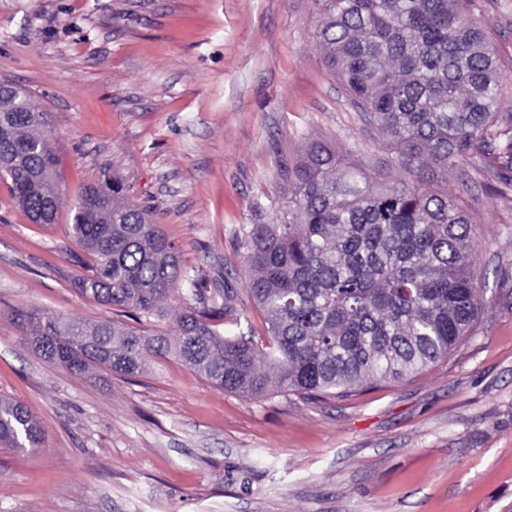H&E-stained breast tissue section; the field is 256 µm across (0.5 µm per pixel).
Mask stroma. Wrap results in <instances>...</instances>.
Wrapping results in <instances>:
<instances>
[{
	"instance_id": "obj_1",
	"label": "stroma",
	"mask_w": 512,
	"mask_h": 512,
	"mask_svg": "<svg viewBox=\"0 0 512 512\" xmlns=\"http://www.w3.org/2000/svg\"><path fill=\"white\" fill-rule=\"evenodd\" d=\"M473 8L512 72V0ZM313 17V0H0V79L47 112L61 173L52 224L0 181V397L43 431L40 447H0V512H512V192L472 162L430 187L478 226L483 312L406 380L249 398L175 360L76 377L14 320L37 308L131 323L74 288L88 256L67 229L82 188L116 180L153 208L184 269L230 283L241 330L266 340L236 232L272 221L283 164L315 141L407 176L325 69Z\"/></svg>"
}]
</instances>
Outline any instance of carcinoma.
<instances>
[{"label":"carcinoma","mask_w":512,"mask_h":512,"mask_svg":"<svg viewBox=\"0 0 512 512\" xmlns=\"http://www.w3.org/2000/svg\"><path fill=\"white\" fill-rule=\"evenodd\" d=\"M314 2L326 67L398 150L409 178L377 179L319 142L282 167L277 222L239 229L249 292L268 324L262 345L219 330L239 326L237 296L180 266L153 211L115 187L87 186L68 227L92 257L75 289L160 318L182 285L186 308L174 335L18 311L39 356L75 375L136 376L152 357L176 359L226 392L320 397L405 380L472 334L482 294L466 242L477 227L453 198L423 184L427 171L492 154L499 192L512 189V113L501 111L505 78L484 24L470 0ZM46 125L25 88L0 95V179L31 221L52 224L51 180L29 181L35 166L57 170ZM40 443L33 415L0 399V445Z\"/></svg>","instance_id":"carcinoma-1"}]
</instances>
